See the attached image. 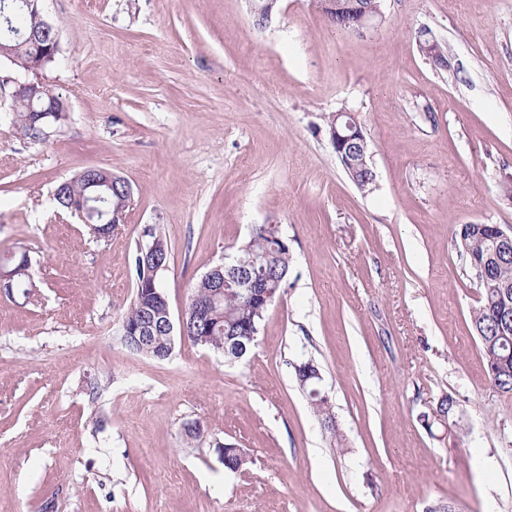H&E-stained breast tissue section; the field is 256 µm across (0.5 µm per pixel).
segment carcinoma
<instances>
[{
	"label": "carcinoma",
	"instance_id": "cac0c4a2",
	"mask_svg": "<svg viewBox=\"0 0 512 512\" xmlns=\"http://www.w3.org/2000/svg\"><path fill=\"white\" fill-rule=\"evenodd\" d=\"M336 11L326 14L327 19L336 27L349 29L352 26V13L348 4L351 0H338ZM11 0H0V40L7 39L14 45L23 42V35L31 28L33 17L29 12L13 11L9 7ZM362 151L356 150L352 160L357 166L354 184L363 191L371 190L373 182L367 179L362 170ZM88 193L86 182L82 178L68 180L67 184L59 185L54 190V199L59 206L72 200L77 195ZM496 224H462L455 231V245L461 256L465 258L468 268L476 277L487 284L480 294L478 306L471 312L474 329L480 331L478 337L481 355L491 385L502 394H512V340L501 342L497 337L498 324L503 313L512 314V293L503 294L502 287H512V259L498 260L492 256L491 243L497 233ZM286 237L277 224H258L250 236L235 247L226 267L221 269L217 277H222L232 270L239 276H258L269 288H285L291 263L290 249L282 245ZM136 274L135 299L130 309L122 318V323L138 324L148 310L159 306L158 298L143 292L152 286L160 287V283H152V277L146 265L134 259ZM216 282L199 280L195 285L186 310L187 338L198 343L199 327H204L205 342L202 346L224 355L227 362H236L244 358L249 349L237 351V343L241 337L234 335L237 329L245 326H261L268 307H260V303L252 300L242 292H227L224 300L217 304L214 314L205 324H200L194 313L195 301H208ZM319 372V367L310 360L295 371L300 388L307 394L315 415L321 419L324 428L335 438L337 445H342L343 435L336 427L331 401L313 394V381L316 377L304 379L308 372Z\"/></svg>",
	"mask_w": 512,
	"mask_h": 512
}]
</instances>
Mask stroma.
<instances>
[{"mask_svg": "<svg viewBox=\"0 0 512 512\" xmlns=\"http://www.w3.org/2000/svg\"><path fill=\"white\" fill-rule=\"evenodd\" d=\"M43 7L59 62L0 64V255L27 253L34 285L0 292V512H512V397L488 380L454 243L462 224L512 226V0H382L360 32L315 0H276L262 28L249 0ZM29 81L68 105L37 140L9 114ZM339 111L367 137L372 191L336 159ZM89 168L132 190L106 238L53 200ZM269 223L291 273L244 362L180 336L165 360L122 344L148 228L177 320ZM308 359L344 448L296 383ZM448 395L454 435L424 421Z\"/></svg>", "mask_w": 512, "mask_h": 512, "instance_id": "stroma-1", "label": "stroma"}]
</instances>
